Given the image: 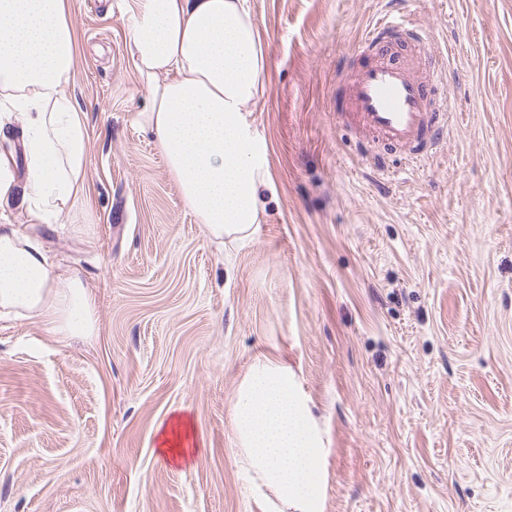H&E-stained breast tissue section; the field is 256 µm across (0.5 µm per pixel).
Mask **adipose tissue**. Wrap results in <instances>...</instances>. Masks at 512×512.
<instances>
[{
	"label": "adipose tissue",
	"mask_w": 512,
	"mask_h": 512,
	"mask_svg": "<svg viewBox=\"0 0 512 512\" xmlns=\"http://www.w3.org/2000/svg\"><path fill=\"white\" fill-rule=\"evenodd\" d=\"M247 0H131L124 49L149 97L140 110L198 223L217 241L250 237L271 176L250 114L268 61ZM69 0H0V203L29 227L0 224V315L55 336H89L94 308L77 275L47 255L43 234L86 193L85 115L69 95L76 60ZM241 463L284 505L308 512L319 487V430L286 365L254 363L234 406ZM168 463L193 461V419L158 429Z\"/></svg>",
	"instance_id": "1"
}]
</instances>
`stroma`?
<instances>
[{
  "instance_id": "obj_1",
  "label": "stroma",
  "mask_w": 512,
  "mask_h": 512,
  "mask_svg": "<svg viewBox=\"0 0 512 512\" xmlns=\"http://www.w3.org/2000/svg\"><path fill=\"white\" fill-rule=\"evenodd\" d=\"M444 56L437 152L379 175L336 114L387 0H247L268 59L251 115L272 189L212 243L137 116L128 0H70L88 193L49 232L96 332L0 317V512H286L240 463L254 361L280 359L324 452L315 512H512V0H400ZM183 412L195 463L157 428ZM158 451L168 463L180 465L193 461L203 446L202 435L191 417L173 414L170 421L157 429Z\"/></svg>"
}]
</instances>
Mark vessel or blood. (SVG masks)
<instances>
[{
	"mask_svg": "<svg viewBox=\"0 0 512 512\" xmlns=\"http://www.w3.org/2000/svg\"><path fill=\"white\" fill-rule=\"evenodd\" d=\"M395 31L416 33L409 16L400 10L384 12L361 39L374 59L361 66L349 95L336 111L352 116L366 137L362 151L370 161L380 159L379 146L400 150L406 167L422 163L444 138L451 115L448 97L441 94L442 67L434 65L426 73L405 62Z\"/></svg>",
	"mask_w": 512,
	"mask_h": 512,
	"instance_id": "vessel-or-blood-1",
	"label": "vessel or blood"
}]
</instances>
